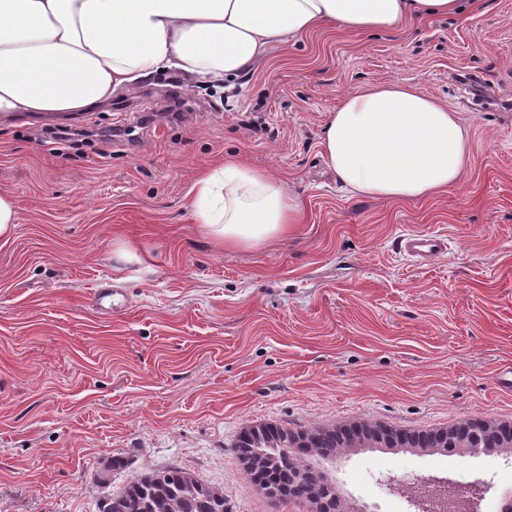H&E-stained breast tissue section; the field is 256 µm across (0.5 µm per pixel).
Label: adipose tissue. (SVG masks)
<instances>
[{
  "label": "adipose tissue",
  "instance_id": "adipose-tissue-1",
  "mask_svg": "<svg viewBox=\"0 0 512 512\" xmlns=\"http://www.w3.org/2000/svg\"><path fill=\"white\" fill-rule=\"evenodd\" d=\"M460 9L461 0H0V122L87 112L169 68L221 84L269 46L324 26L384 32ZM322 148L351 191L396 200L447 190L471 161L457 113L403 82L344 96ZM194 191L195 223L225 248H260L300 222L297 200L263 169L228 161Z\"/></svg>",
  "mask_w": 512,
  "mask_h": 512
}]
</instances>
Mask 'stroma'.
I'll use <instances>...</instances> for the list:
<instances>
[{
	"label": "stroma",
	"instance_id": "1",
	"mask_svg": "<svg viewBox=\"0 0 512 512\" xmlns=\"http://www.w3.org/2000/svg\"><path fill=\"white\" fill-rule=\"evenodd\" d=\"M394 81L469 128L470 168L445 193L353 194L326 165L343 96ZM119 103L144 123L120 128ZM59 127L0 125V194L18 215L0 240V512H99L171 466L232 512H309L249 481L233 448L243 426L512 425V390L495 382L512 365V0L386 32L322 27L219 87L168 70L66 122L83 141ZM227 155L298 198L294 237L235 250L199 233L193 183ZM410 232L446 236L447 255L411 262L393 246ZM102 282L114 311L94 301ZM115 457L128 468L100 483ZM333 476L377 512H417L414 484L479 480L477 512H497L512 451L363 450Z\"/></svg>",
	"mask_w": 512,
	"mask_h": 512
}]
</instances>
